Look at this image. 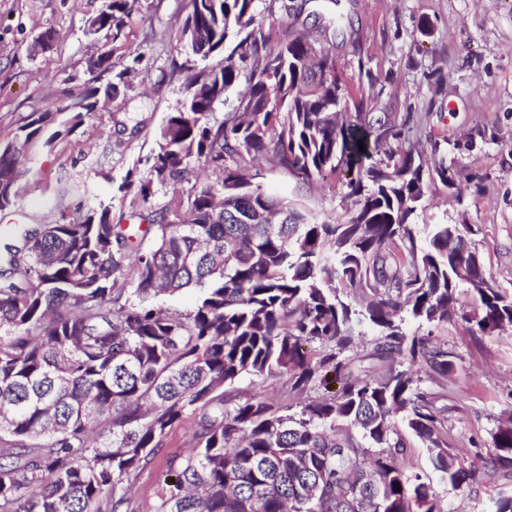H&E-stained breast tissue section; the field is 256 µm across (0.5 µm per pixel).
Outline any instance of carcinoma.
Segmentation results:
<instances>
[{"mask_svg": "<svg viewBox=\"0 0 512 512\" xmlns=\"http://www.w3.org/2000/svg\"><path fill=\"white\" fill-rule=\"evenodd\" d=\"M141 2L107 0L112 41ZM253 3L188 0L178 30L194 39H171L188 62L224 56L190 67L146 158L172 208L114 224L110 205L86 199L78 221L15 224L0 241V512H134L131 486L188 416L192 449L167 457L146 512H443L401 465L406 431L454 490L478 478L448 448L442 394L403 363L439 383L455 368L410 321L460 318L474 336L512 328V294L486 273L472 226L414 223L428 184L454 189L459 172L428 164L440 142L421 134L420 113L347 111L332 50L273 43ZM113 68L97 57L75 102L30 113L0 145V212L26 176L16 156L73 134L124 82L125 69L100 83ZM260 157L305 180L348 176L353 208L316 222L249 179ZM199 163L206 180L186 194ZM185 289L190 308L160 302ZM245 376L285 377L293 400L226 394ZM331 383L334 394L304 397ZM487 466L512 474V418Z\"/></svg>", "mask_w": 512, "mask_h": 512, "instance_id": "obj_1", "label": "carcinoma"}]
</instances>
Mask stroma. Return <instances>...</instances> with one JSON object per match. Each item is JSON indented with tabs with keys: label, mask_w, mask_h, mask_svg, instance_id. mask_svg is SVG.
<instances>
[{
	"label": "stroma",
	"mask_w": 512,
	"mask_h": 512,
	"mask_svg": "<svg viewBox=\"0 0 512 512\" xmlns=\"http://www.w3.org/2000/svg\"><path fill=\"white\" fill-rule=\"evenodd\" d=\"M291 2L299 10L289 15L284 6ZM186 3L143 0L115 42L87 32L105 0H0V143L13 139L30 112L71 104L89 78L91 57L111 54L116 68L129 70L118 93L85 115L71 136L31 157L20 208L0 217V232L9 224L78 219L76 197L61 195L56 182L63 167L88 196L111 204L113 223L132 224L137 215L170 206L171 195L159 184L152 183L145 198L124 181L131 169L138 182L149 181L140 160L183 98L187 74L175 70L168 37L182 22ZM253 7L276 42L312 32L315 16L352 15L360 43L336 44V72L365 111L421 112L434 139L473 140L471 150L449 151L445 159L462 172L482 173L481 192L464 182L455 192L432 184L415 221L475 225L487 273L497 288L512 293V0H255ZM45 32L53 37L51 49L30 55L28 45ZM123 126L127 134L115 137ZM107 145L109 164L93 166V155ZM257 182L301 204L319 222L343 216L351 205L339 178L306 182L264 163ZM408 330L432 333L455 355L456 368L444 382L449 448L470 462L487 455L500 420L512 416V328L478 339L459 319L432 327L413 322ZM192 426L189 418L176 425L167 447L140 473L137 502L154 499L166 456L187 451ZM407 441L406 468L431 484L444 512H493L501 494H512V478L501 475L453 490L431 466L423 443L412 435Z\"/></svg>",
	"instance_id": "1"
}]
</instances>
